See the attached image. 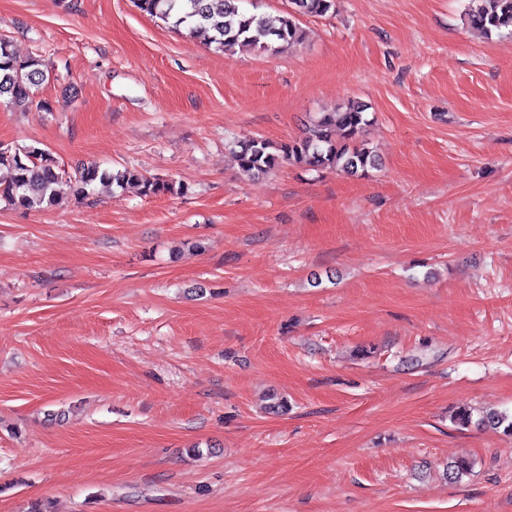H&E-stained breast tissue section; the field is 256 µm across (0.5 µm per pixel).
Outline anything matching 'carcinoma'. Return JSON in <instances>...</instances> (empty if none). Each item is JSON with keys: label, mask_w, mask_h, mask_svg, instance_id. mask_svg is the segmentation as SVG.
<instances>
[{"label": "carcinoma", "mask_w": 512, "mask_h": 512, "mask_svg": "<svg viewBox=\"0 0 512 512\" xmlns=\"http://www.w3.org/2000/svg\"><path fill=\"white\" fill-rule=\"evenodd\" d=\"M136 6L152 17L193 38L232 56L249 48L279 52L282 48L304 43L306 33L301 16H324L333 0H289V9L271 17L241 7L243 0H134ZM467 24L484 34L509 29L512 36V0H477L467 13ZM48 80L40 60L21 59L6 41L0 42V103L22 110L30 106L44 108L47 102L38 98L41 86ZM367 105L350 101L333 111L324 112L306 125L304 135L281 142L251 138L238 143L234 156L245 172L264 176L283 166H305L312 170H339L350 175H363L377 166L376 154L365 139ZM72 184L75 196L86 198L95 182L116 185L129 183L140 187L145 196L174 191L169 182L129 169L113 172L91 163L71 173L48 152L37 147H0V198L9 205L39 210L56 201V187L61 181ZM482 427L503 428L512 437V420L496 413L478 419Z\"/></svg>", "instance_id": "carcinoma-1"}]
</instances>
